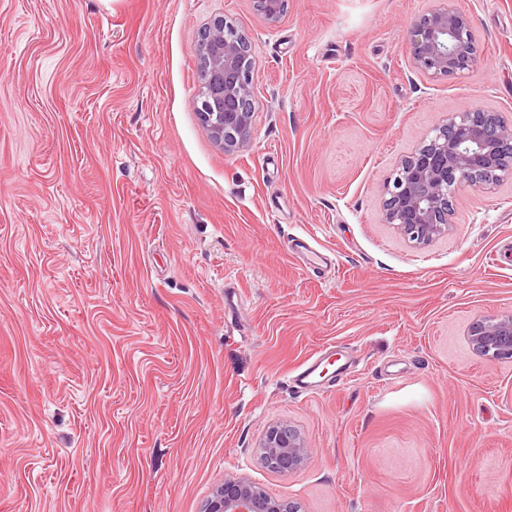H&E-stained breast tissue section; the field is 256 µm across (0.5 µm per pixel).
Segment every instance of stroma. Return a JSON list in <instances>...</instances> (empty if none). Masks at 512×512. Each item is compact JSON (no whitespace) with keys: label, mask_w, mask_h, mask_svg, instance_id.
Listing matches in <instances>:
<instances>
[{"label":"stroma","mask_w":512,"mask_h":512,"mask_svg":"<svg viewBox=\"0 0 512 512\" xmlns=\"http://www.w3.org/2000/svg\"><path fill=\"white\" fill-rule=\"evenodd\" d=\"M432 0H0V512H203L224 475L300 512H512V178L448 236L382 190L451 113L512 115V0H453L478 61L413 64ZM252 46L249 142L201 125L196 44ZM336 348V386L292 378ZM286 421L307 461L256 448ZM472 347L494 358L512 357V316L497 321L476 320L468 329Z\"/></svg>","instance_id":"35a3bbf8"}]
</instances>
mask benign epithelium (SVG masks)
Returning a JSON list of instances; mask_svg holds the SVG:
<instances>
[{"instance_id":"1","label":"benign epithelium","mask_w":512,"mask_h":512,"mask_svg":"<svg viewBox=\"0 0 512 512\" xmlns=\"http://www.w3.org/2000/svg\"><path fill=\"white\" fill-rule=\"evenodd\" d=\"M436 5L412 24L411 51L415 68L432 77H452L477 62L470 22L449 0ZM287 0H257L256 7L271 24L277 22ZM214 46L202 62L206 77L198 112L212 139L227 153L244 148L253 121L255 89L251 44L226 20H215L204 32ZM512 118L500 112L471 109L453 113L429 141L403 159L393 181L384 186L385 221L410 240L425 245L447 235L456 193L470 187L490 194L498 182L494 171L512 163ZM472 347L494 358L512 357V316L497 321L477 320L468 329ZM264 463L286 475L308 456L304 439L286 423L268 428L258 446ZM204 512H299L298 506L274 499L243 477L224 476L213 489Z\"/></svg>"}]
</instances>
